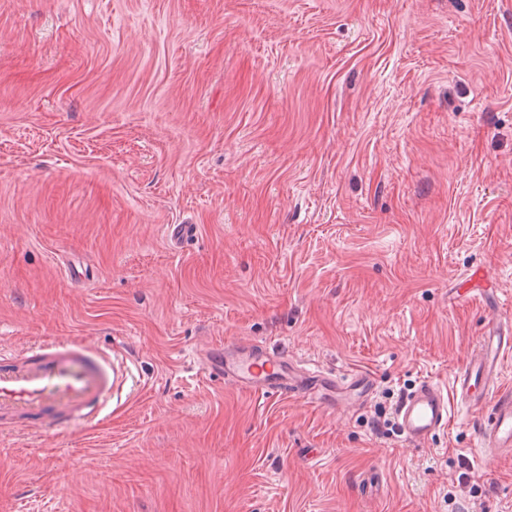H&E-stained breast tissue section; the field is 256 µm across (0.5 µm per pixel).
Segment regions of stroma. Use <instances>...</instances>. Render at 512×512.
<instances>
[{
	"label": "stroma",
	"mask_w": 512,
	"mask_h": 512,
	"mask_svg": "<svg viewBox=\"0 0 512 512\" xmlns=\"http://www.w3.org/2000/svg\"><path fill=\"white\" fill-rule=\"evenodd\" d=\"M483 272L512 318V0H0V347L126 371L84 432L0 422V512H512L487 408L371 427L450 387ZM237 342L374 390L240 389ZM450 407L444 389L438 384L421 382L405 396L396 419L403 440L411 446H423L448 425Z\"/></svg>",
	"instance_id": "1"
}]
</instances>
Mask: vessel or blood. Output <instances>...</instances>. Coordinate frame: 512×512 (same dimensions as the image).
Instances as JSON below:
<instances>
[{
    "mask_svg": "<svg viewBox=\"0 0 512 512\" xmlns=\"http://www.w3.org/2000/svg\"><path fill=\"white\" fill-rule=\"evenodd\" d=\"M512 351V324L489 320L466 362L452 378L451 392L425 381L405 396L396 419L404 441L417 447L444 429L450 417L449 395L491 414L478 429L479 443L490 453L512 452V390L499 386L506 352ZM121 365L111 353L86 342L46 339L12 351L0 349V417L25 427L52 431L96 419L122 382ZM213 374L247 390L279 397L300 396L324 402L336 388L332 374L295 373L286 357L257 344L225 352Z\"/></svg>",
    "mask_w": 512,
    "mask_h": 512,
    "instance_id": "b4317fda",
    "label": "vessel or blood"
}]
</instances>
